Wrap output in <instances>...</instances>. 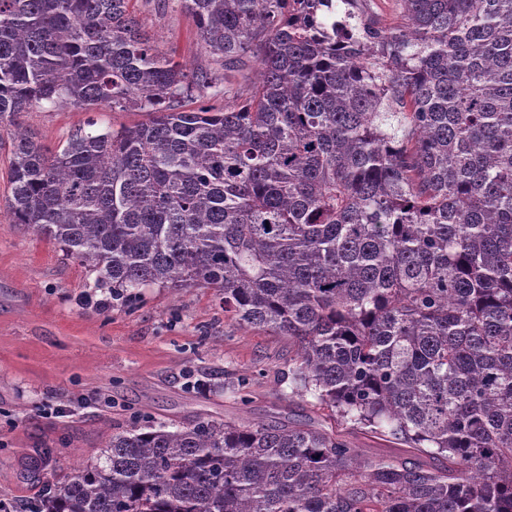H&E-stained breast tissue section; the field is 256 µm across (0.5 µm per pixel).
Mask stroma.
Here are the masks:
<instances>
[{
  "label": "stroma",
  "instance_id": "obj_1",
  "mask_svg": "<svg viewBox=\"0 0 512 512\" xmlns=\"http://www.w3.org/2000/svg\"><path fill=\"white\" fill-rule=\"evenodd\" d=\"M137 12L160 48L187 67L206 57L195 23L179 6ZM95 120L114 129L138 112L37 107L22 125L42 143H63ZM9 147L0 146V493L39 494L44 482L93 457L106 435L154 421L201 415L260 423L281 417L335 428L312 397L292 396L287 337L226 317L210 288H143L111 298L91 288L83 265L13 223ZM49 450L39 478L28 459Z\"/></svg>",
  "mask_w": 512,
  "mask_h": 512
}]
</instances>
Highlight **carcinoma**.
<instances>
[{"label":"carcinoma","instance_id":"carcinoma-1","mask_svg":"<svg viewBox=\"0 0 512 512\" xmlns=\"http://www.w3.org/2000/svg\"><path fill=\"white\" fill-rule=\"evenodd\" d=\"M177 0L208 63L132 0H0L13 223L114 297L212 288L288 337L339 428L195 417L115 432L0 512H512V0ZM258 78L240 81L244 58ZM148 120L50 149L34 107ZM153 2L139 0L137 12L147 24L153 40L162 49H173L188 68L205 64L206 57L195 36V23L179 6L172 5L164 16L156 15ZM367 16L380 23H390L400 11L397 0H368ZM343 433H346L353 448H357L365 459L384 457L398 452L400 448H404L392 440L376 437L364 431L349 430Z\"/></svg>","mask_w":512,"mask_h":512}]
</instances>
